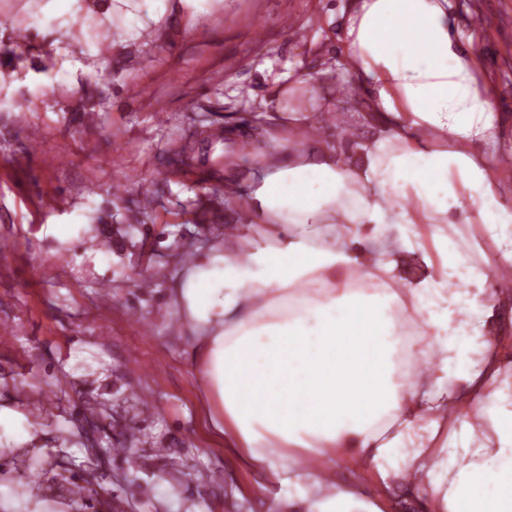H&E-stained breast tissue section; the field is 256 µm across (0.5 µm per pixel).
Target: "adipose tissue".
Returning <instances> with one entry per match:
<instances>
[{
    "instance_id": "1",
    "label": "adipose tissue",
    "mask_w": 512,
    "mask_h": 512,
    "mask_svg": "<svg viewBox=\"0 0 512 512\" xmlns=\"http://www.w3.org/2000/svg\"><path fill=\"white\" fill-rule=\"evenodd\" d=\"M207 2L44 0L40 11L57 23L51 46L70 75L81 14L102 26L130 18L112 32L118 48L164 15L205 13ZM453 8L353 0L336 91L362 101L368 133L299 144L322 85H281L274 159L239 206L234 245L198 252L169 290L209 425L288 485L279 512H357L354 488L331 473L340 453L385 477L402 459L431 512H512V383L498 352L507 296L495 287L512 265V193L496 182L512 144ZM390 224L410 230L393 247ZM462 224L489 235L498 259ZM422 252L426 274L408 279V259ZM355 278L369 290L352 288ZM393 303L415 327L405 340L413 372L396 369ZM448 419L457 428L444 429Z\"/></svg>"
}]
</instances>
